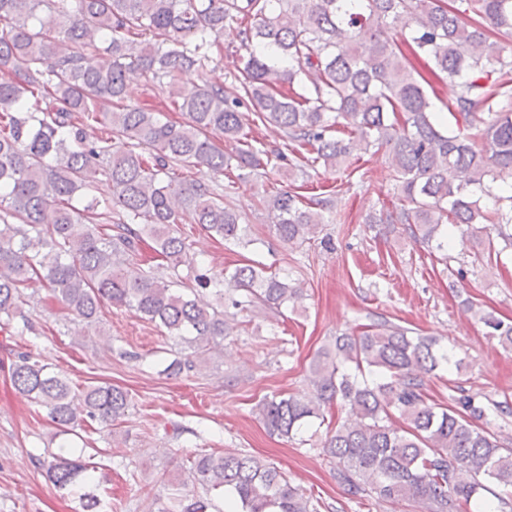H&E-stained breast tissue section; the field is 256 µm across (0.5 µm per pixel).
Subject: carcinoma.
I'll use <instances>...</instances> for the list:
<instances>
[{
    "label": "carcinoma",
    "instance_id": "1",
    "mask_svg": "<svg viewBox=\"0 0 512 512\" xmlns=\"http://www.w3.org/2000/svg\"><path fill=\"white\" fill-rule=\"evenodd\" d=\"M237 26L246 50L230 86L207 79L191 97L177 91L180 74L205 70L224 55L225 29ZM512 31V0H0V317L16 314L35 281L51 285L67 313L95 328L107 302L165 329L189 350L164 372L189 374L197 360L221 351L230 334L226 305L240 311L301 307L300 283L256 264L220 273L179 267L186 250L181 224H198L227 243L251 244L239 215L224 205L219 177L231 166L240 179L263 177L280 151L253 145L246 121L274 124L293 159L278 167L295 180L311 163L335 168L348 129L365 149L385 147L404 205L374 213L370 224H405L414 240L439 251L448 226L471 240L495 224L512 248V50L487 29ZM106 64L85 65L87 52ZM456 84L455 101L440 109L412 59ZM140 75L187 121L126 105L127 82ZM482 120L481 144L445 127L442 111ZM236 143L227 156L217 144ZM127 140V148L115 145ZM310 149L301 160L296 154ZM211 179L175 182L177 168ZM112 183V197L90 195ZM277 237L313 239L328 223L327 198L304 201L291 189L266 193ZM150 239L167 274L135 266L137 246ZM467 311L512 349V324L470 303ZM461 371L462 361L437 339L413 336L387 320L362 325L322 348L311 363L314 395L265 397L256 411L273 434L293 439L325 422L323 407L348 408L321 446L336 481L356 497L407 502L420 512H509L512 447L490 432L498 402L461 395L430 403L424 377ZM14 387L49 409L58 433L75 425L112 427L129 394L112 384L73 386L31 353L11 368ZM399 416L406 427L391 423ZM53 485L78 497L82 512H105L89 487L96 466L53 454L40 461ZM158 512H317L318 505L277 467L242 453L198 452L168 480ZM201 488L198 493L195 488Z\"/></svg>",
    "mask_w": 512,
    "mask_h": 512
}]
</instances>
